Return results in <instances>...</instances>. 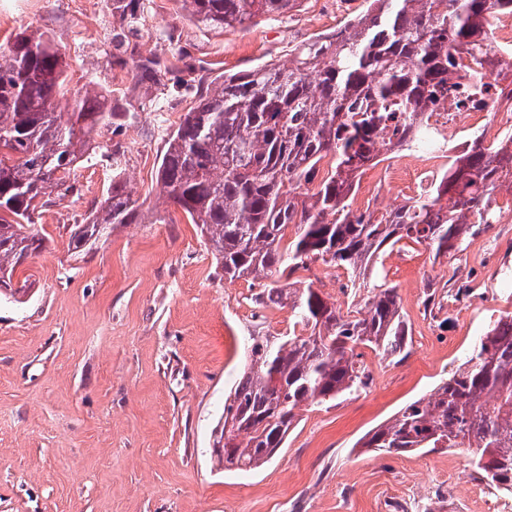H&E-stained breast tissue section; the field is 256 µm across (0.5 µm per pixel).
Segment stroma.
<instances>
[{
    "mask_svg": "<svg viewBox=\"0 0 512 512\" xmlns=\"http://www.w3.org/2000/svg\"><path fill=\"white\" fill-rule=\"evenodd\" d=\"M132 42L171 56L176 34L196 77L287 64L336 32L367 0H297L244 29L200 28L177 0H144ZM47 28L66 51L69 85L95 80L136 110L101 146L122 143L139 221L114 226L90 252L69 228L106 196L112 168L78 169L81 194L42 214L45 248L17 272L26 286L0 300V512H512V495L480 481L460 449L385 453L359 440L430 394L499 316L512 314V222L475 225L463 251L433 259L411 240L385 249L373 282L394 286L407 322L400 354L365 347L362 392L305 406L280 453L261 469L225 472L213 446L224 397L249 338L287 335L289 307L224 280L195 225L164 210L156 167L165 136L195 106L175 91L184 63L137 85L112 64V0H5L0 44L21 25Z\"/></svg>",
    "mask_w": 512,
    "mask_h": 512,
    "instance_id": "obj_1",
    "label": "stroma"
}]
</instances>
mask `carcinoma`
Instances as JSON below:
<instances>
[{
    "label": "carcinoma",
    "mask_w": 512,
    "mask_h": 512,
    "mask_svg": "<svg viewBox=\"0 0 512 512\" xmlns=\"http://www.w3.org/2000/svg\"><path fill=\"white\" fill-rule=\"evenodd\" d=\"M184 15L209 29L244 28L280 15L296 0H179ZM120 26L112 57L122 65L129 34L145 22L143 0H113ZM512 0H369L336 33L305 44L286 67L264 64L200 89L196 106L167 134L156 169L163 203L204 238L224 279L261 283L266 305L288 306L306 336L251 338L248 368L224 400L213 447L228 472L257 470L288 437L304 405L357 393L370 377L356 358L366 346L401 352L405 327L396 288L370 285L363 273L382 247L410 239L434 257L463 249L472 225L496 223L492 197L512 185V137H473L430 196L381 215L359 213L351 196L367 164L386 148L384 133L407 136L426 113L459 95L473 103L491 88L448 85L456 49L484 64L493 14ZM69 64L48 31L31 24L0 44V297L17 269L44 248L34 215L77 195V169L98 160L95 136L120 128L129 113L90 80L59 112ZM167 69L141 57L139 82L157 84ZM124 150L112 145V188L81 224L69 248L92 249L116 224H134L137 200L120 179ZM347 271L350 291L367 290L357 314H343L308 283L290 280L315 261ZM364 448L409 453L462 448L488 487L512 494V315H501L469 358L427 398H419L361 440Z\"/></svg>",
    "instance_id": "carcinoma-1"
}]
</instances>
